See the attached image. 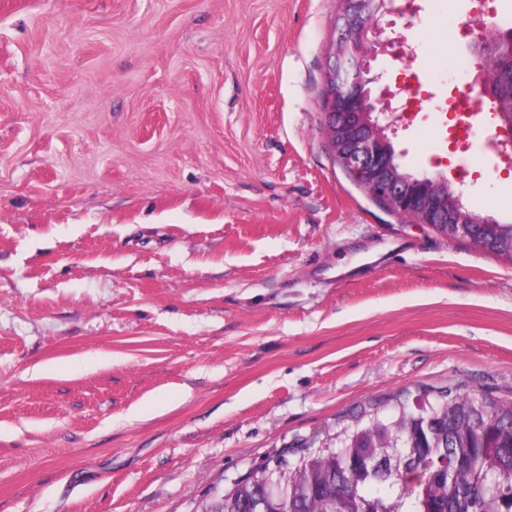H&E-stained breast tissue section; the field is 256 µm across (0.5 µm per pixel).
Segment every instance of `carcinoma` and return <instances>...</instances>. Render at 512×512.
I'll return each mask as SVG.
<instances>
[{
	"label": "carcinoma",
	"mask_w": 512,
	"mask_h": 512,
	"mask_svg": "<svg viewBox=\"0 0 512 512\" xmlns=\"http://www.w3.org/2000/svg\"><path fill=\"white\" fill-rule=\"evenodd\" d=\"M501 34L482 36L480 53L497 84L512 70L497 50ZM512 262V224L444 226ZM512 512V400L484 393H440L391 415L370 413L297 460L251 470L196 507L209 512Z\"/></svg>",
	"instance_id": "1"
}]
</instances>
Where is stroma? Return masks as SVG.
<instances>
[{
	"label": "stroma",
	"mask_w": 512,
	"mask_h": 512,
	"mask_svg": "<svg viewBox=\"0 0 512 512\" xmlns=\"http://www.w3.org/2000/svg\"><path fill=\"white\" fill-rule=\"evenodd\" d=\"M393 0L392 142L512 222V163L451 152L462 23ZM334 0H0V512H193L364 412L512 395V262L334 161Z\"/></svg>",
	"instance_id": "1"
}]
</instances>
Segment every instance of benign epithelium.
<instances>
[{
  "label": "benign epithelium",
  "mask_w": 512,
  "mask_h": 512,
  "mask_svg": "<svg viewBox=\"0 0 512 512\" xmlns=\"http://www.w3.org/2000/svg\"><path fill=\"white\" fill-rule=\"evenodd\" d=\"M388 11L382 0H336L342 32L329 47L333 65L324 86L325 133L335 162L371 197L400 216L412 214L417 224L498 223L491 216H470L462 193L443 176L420 177L432 181L433 191L419 194L380 158V143L393 120L385 96L370 99L371 85L381 79L371 73L370 60L384 46L379 21Z\"/></svg>",
  "instance_id": "obj_1"
}]
</instances>
